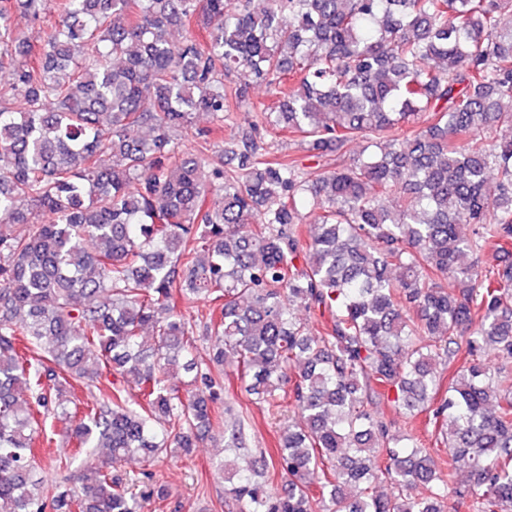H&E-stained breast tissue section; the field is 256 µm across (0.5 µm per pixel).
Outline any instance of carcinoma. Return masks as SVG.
I'll return each instance as SVG.
<instances>
[{
    "label": "carcinoma",
    "instance_id": "1",
    "mask_svg": "<svg viewBox=\"0 0 512 512\" xmlns=\"http://www.w3.org/2000/svg\"><path fill=\"white\" fill-rule=\"evenodd\" d=\"M226 2L62 0L38 49L12 17L43 22L44 0H0V69L13 75L0 91V222L19 226L0 230V502L139 512L146 479L166 500L152 473L116 467L188 453L220 424L240 454L246 418L214 409L215 368L230 361L253 403L278 412L289 384L303 414L273 455L219 464L232 512H456L451 493L512 512V378L482 360L512 355V263L482 270L485 243L512 253V139L485 137L512 127L500 22L512 0ZM255 84L277 105L252 101ZM245 110L313 159L361 138L378 151L312 172L265 151L259 126L237 131ZM199 113L216 126L183 149L178 132ZM224 128L217 157L210 137ZM215 189L221 208L207 202ZM200 299L208 313L188 316ZM296 302L328 317L321 335ZM200 339L214 342L209 364ZM460 355L434 403V366ZM381 404L432 413L448 459L391 432ZM60 435L107 459L50 496L35 468ZM382 481L391 493L374 491Z\"/></svg>",
    "mask_w": 512,
    "mask_h": 512
}]
</instances>
